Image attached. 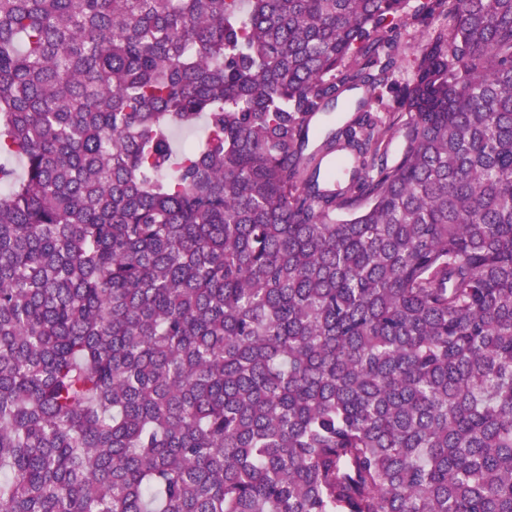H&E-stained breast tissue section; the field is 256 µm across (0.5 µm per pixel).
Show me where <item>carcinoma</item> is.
Wrapping results in <instances>:
<instances>
[{
  "instance_id": "carcinoma-1",
  "label": "carcinoma",
  "mask_w": 512,
  "mask_h": 512,
  "mask_svg": "<svg viewBox=\"0 0 512 512\" xmlns=\"http://www.w3.org/2000/svg\"><path fill=\"white\" fill-rule=\"evenodd\" d=\"M407 8L0 0V512H512V0ZM428 32V29L420 24L407 25L398 41L388 48L389 53L397 61L393 77L396 89L403 88L413 78L415 58Z\"/></svg>"
}]
</instances>
